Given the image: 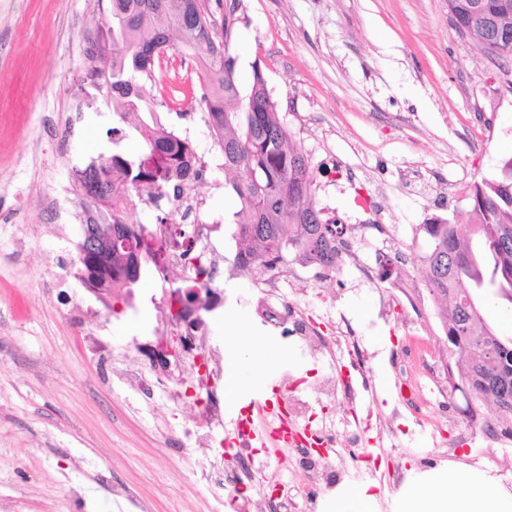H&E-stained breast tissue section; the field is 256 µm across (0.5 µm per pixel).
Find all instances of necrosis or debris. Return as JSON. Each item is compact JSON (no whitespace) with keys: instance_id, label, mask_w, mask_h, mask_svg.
I'll return each instance as SVG.
<instances>
[{"instance_id":"necrosis-or-debris-1","label":"necrosis or debris","mask_w":512,"mask_h":512,"mask_svg":"<svg viewBox=\"0 0 512 512\" xmlns=\"http://www.w3.org/2000/svg\"><path fill=\"white\" fill-rule=\"evenodd\" d=\"M173 208L177 221L161 230H147L142 242L143 250L155 256L156 271L167 275L158 300L163 316L161 323L126 338L125 346L135 353L137 365L125 372L124 383L145 399L160 389L177 404L195 399V418L177 441L190 453L212 452L210 466L196 473L194 480L211 491L214 512H223L228 504L234 512H253L258 499L265 512H323L328 493L354 483L356 476L337 468L332 452L339 433L333 420L313 423L312 404L338 397L351 404L368 391L373 383L368 353L351 330L326 336L306 320L299 301L282 293L281 270H274L256 299L261 321L281 338L293 339L313 362L332 354L336 341L345 342L352 349L360 382L352 384L333 372L312 381L288 372L282 376L280 389L287 408L270 411L268 429L275 432L281 447L298 454L291 467L302 475L301 501L289 498L285 484L273 488L261 483L256 468L261 452L248 430L237 433L221 453H213L215 433L224 425V353L215 342L209 315L223 305L224 294L210 289L207 303L199 304L188 302L184 290L199 281L200 270L212 272L223 265L224 254L212 244L215 227L202 222L191 183L182 184Z\"/></svg>"}]
</instances>
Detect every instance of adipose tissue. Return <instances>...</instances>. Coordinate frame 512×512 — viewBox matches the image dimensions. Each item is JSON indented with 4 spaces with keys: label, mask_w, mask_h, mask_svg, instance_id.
<instances>
[{
    "label": "adipose tissue",
    "mask_w": 512,
    "mask_h": 512,
    "mask_svg": "<svg viewBox=\"0 0 512 512\" xmlns=\"http://www.w3.org/2000/svg\"><path fill=\"white\" fill-rule=\"evenodd\" d=\"M228 332L232 342L224 353V392L230 395L241 363L258 373L269 358L259 345L240 347L239 327L230 326ZM403 512H512V493L501 489L488 471L452 466L444 473H429L423 487L410 493Z\"/></svg>",
    "instance_id": "adipose-tissue-1"
}]
</instances>
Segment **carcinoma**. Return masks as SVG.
I'll return each mask as SVG.
<instances>
[{"label": "carcinoma", "mask_w": 512, "mask_h": 512, "mask_svg": "<svg viewBox=\"0 0 512 512\" xmlns=\"http://www.w3.org/2000/svg\"><path fill=\"white\" fill-rule=\"evenodd\" d=\"M448 13L483 52L493 48L495 57L512 59V0H448ZM111 14L112 111L122 118L136 116L147 149L167 160L160 177L116 155L87 165L112 187L104 202L112 209V223H123L121 213L140 190L167 184L176 191L196 172L192 147L149 106L155 61L176 45L202 70L200 102L219 135L224 171L247 173L245 181L230 183L240 203L234 214L243 245L238 263L267 268L293 252L315 266L330 264L345 225L323 218L308 158L280 121L265 77L255 68L249 86L240 87L229 47L215 40L201 0H111ZM470 198V211L425 225L433 239L425 283L442 304L459 380L497 411L502 388L512 387V343L502 341L487 322L472 289L483 288L512 304V244H501L502 233L512 230V158L496 177L475 184ZM109 266L106 287H125L131 280L129 254L112 253Z\"/></svg>", "instance_id": "1"}]
</instances>
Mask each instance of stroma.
<instances>
[{"mask_svg":"<svg viewBox=\"0 0 512 512\" xmlns=\"http://www.w3.org/2000/svg\"><path fill=\"white\" fill-rule=\"evenodd\" d=\"M216 38H227L241 85L261 69L281 121L308 157L314 200L341 224L364 218L356 198L382 200L363 260L393 269L392 279H365L349 265L329 275L288 256L289 278H303L314 296L306 316L325 335L347 323L369 354L374 387L354 405L328 403L344 415L361 445L338 449V467L398 470L388 489L361 481L366 512H401L428 471L461 464L491 469L512 491V443L490 427L495 413L465 387L440 395L422 382L433 429L421 427L400 403L397 354L412 340L445 342L443 322L424 281L432 248L424 224L471 208L475 182L493 177L512 157V60L495 59L459 33L448 0H203ZM110 0H0V512H126L108 494L124 485L147 512H212L191 471L205 460L185 458L176 442L196 410L162 396L138 400L103 367L85 331L64 306L81 283L58 238L83 202L70 167L99 156L148 155L134 118L112 110L106 88L80 81L84 47L97 38ZM153 108L169 130L188 139L212 167L195 185L207 217L223 221L238 208L216 142L204 136L198 70L170 49L155 65ZM124 138L113 144L111 129ZM267 269L220 272L213 280L234 298L212 320L226 340L228 324L271 357L272 382L284 369L305 375L309 362L243 305ZM106 333L114 341L156 312L108 299Z\"/></svg>","mask_w":512,"mask_h":512,"instance_id":"1","label":"stroma"}]
</instances>
